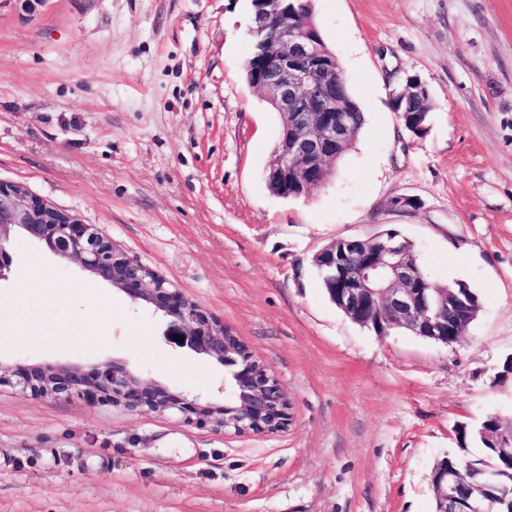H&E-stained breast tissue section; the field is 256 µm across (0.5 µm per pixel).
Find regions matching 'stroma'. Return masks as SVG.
Listing matches in <instances>:
<instances>
[{"label": "stroma", "instance_id": "1", "mask_svg": "<svg viewBox=\"0 0 512 512\" xmlns=\"http://www.w3.org/2000/svg\"><path fill=\"white\" fill-rule=\"evenodd\" d=\"M312 5L366 124L326 184L286 199L264 177L280 116L243 75L249 0H0V180L163 275L292 405L283 431L235 435L0 387V512H433L456 426L512 416V0ZM410 76L433 102L421 137L391 103ZM389 228L434 285L478 295L462 344L382 338L329 301L314 253ZM11 248L0 365L125 358L216 395L223 368L152 315L23 236Z\"/></svg>", "mask_w": 512, "mask_h": 512}]
</instances>
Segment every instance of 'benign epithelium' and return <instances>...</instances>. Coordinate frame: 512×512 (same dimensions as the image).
I'll list each match as a JSON object with an SVG mask.
<instances>
[{"label":"benign epithelium","mask_w":512,"mask_h":512,"mask_svg":"<svg viewBox=\"0 0 512 512\" xmlns=\"http://www.w3.org/2000/svg\"><path fill=\"white\" fill-rule=\"evenodd\" d=\"M252 33L267 35L269 44L254 73L255 90L283 120L266 167V184L291 186L305 194L325 182L336 150L347 143L349 123L336 89V57L299 13H288L286 23L270 12L258 13ZM13 234L45 246L124 294L163 322L168 344L229 367L230 376L218 388L217 402L176 394L123 358L89 372L79 367L0 366V386L33 394H82L133 411L193 415L226 433L268 434L290 424L288 394L224 324L158 272L130 259L96 225L34 196L22 184L0 181V281L13 265L8 248ZM397 235L388 229L375 237L340 238L322 246L313 263L327 272L330 300L356 324L379 323L380 336L404 329L445 346L454 336L464 339L473 303L424 279L416 257L400 246ZM431 487L436 512H500V498L482 494L484 484L454 467L433 471Z\"/></svg>","instance_id":"benign-epithelium-1"}]
</instances>
